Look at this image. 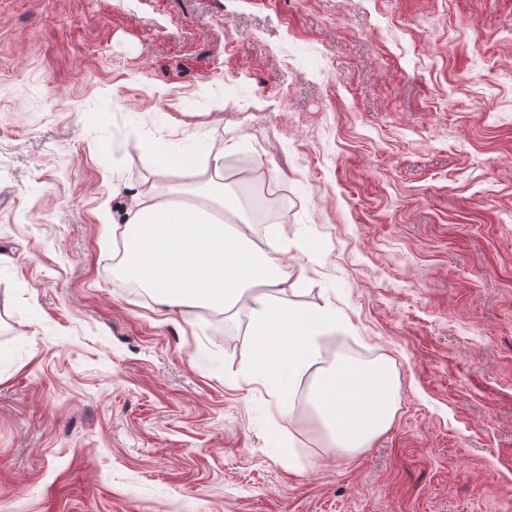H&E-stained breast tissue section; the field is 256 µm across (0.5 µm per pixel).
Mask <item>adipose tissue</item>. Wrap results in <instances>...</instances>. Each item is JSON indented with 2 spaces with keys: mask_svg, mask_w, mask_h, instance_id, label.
Returning <instances> with one entry per match:
<instances>
[{
  "mask_svg": "<svg viewBox=\"0 0 512 512\" xmlns=\"http://www.w3.org/2000/svg\"><path fill=\"white\" fill-rule=\"evenodd\" d=\"M160 161L174 194L137 197L121 230L120 272L176 308L224 309L251 292V373L276 390L294 385L320 365V339L335 328V312L291 305L287 266L278 251L252 241L253 226L238 200L178 158ZM214 202L220 214L211 212ZM311 401L337 449L360 452L393 422V371L381 362L336 360L322 367Z\"/></svg>",
  "mask_w": 512,
  "mask_h": 512,
  "instance_id": "adipose-tissue-1",
  "label": "adipose tissue"
}]
</instances>
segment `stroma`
<instances>
[{
  "label": "stroma",
  "instance_id": "35a3bbf8",
  "mask_svg": "<svg viewBox=\"0 0 512 512\" xmlns=\"http://www.w3.org/2000/svg\"><path fill=\"white\" fill-rule=\"evenodd\" d=\"M289 192L324 364L383 361L333 453L224 318L129 287L157 148ZM0 512H512V0H0Z\"/></svg>",
  "mask_w": 512,
  "mask_h": 512
}]
</instances>
